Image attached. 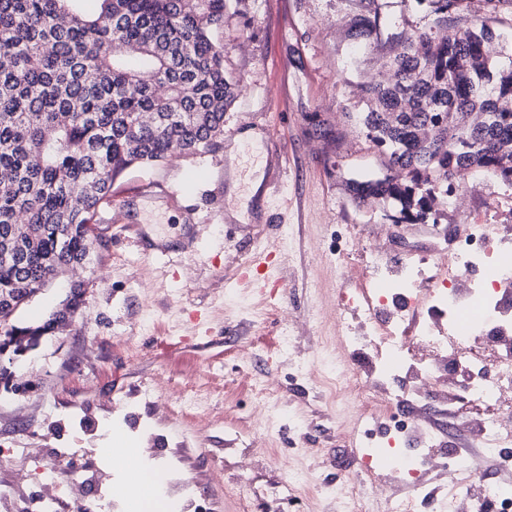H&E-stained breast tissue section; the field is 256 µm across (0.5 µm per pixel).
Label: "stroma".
I'll return each mask as SVG.
<instances>
[{"mask_svg": "<svg viewBox=\"0 0 512 512\" xmlns=\"http://www.w3.org/2000/svg\"><path fill=\"white\" fill-rule=\"evenodd\" d=\"M466 5L462 24L487 23L502 35L495 50L512 52V0L493 12L484 0ZM348 11L345 0H241L226 17L225 67L244 82L224 116L223 140L115 180L79 310L20 357L11 380L0 379V445L95 448L96 421L113 400L148 385L171 401L205 381L212 391L196 413L165 425L203 507L242 512L232 493V440L262 438L240 418L259 405L249 377H268L280 437L259 458L254 482L306 475L319 492L318 512H339L326 489L357 469L343 437L352 404L329 399L323 383L302 384L299 371L332 368L331 304L350 286L356 243L389 212L380 202L357 205L347 189L349 180L384 170L383 156L347 118L360 108L357 83L379 69L348 41ZM456 188L464 206L437 215L452 230L492 220L494 204H512V185L496 179ZM431 242L427 225L398 224L384 246L400 260ZM265 244L278 247L270 262L286 296L264 299L241 278ZM292 312L303 323L281 355L279 334ZM244 349L252 362L243 368ZM32 380L38 390L23 392Z\"/></svg>", "mask_w": 512, "mask_h": 512, "instance_id": "35a3bbf8", "label": "stroma"}]
</instances>
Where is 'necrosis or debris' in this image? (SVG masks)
I'll return each instance as SVG.
<instances>
[{"label": "necrosis or debris", "mask_w": 512, "mask_h": 512, "mask_svg": "<svg viewBox=\"0 0 512 512\" xmlns=\"http://www.w3.org/2000/svg\"><path fill=\"white\" fill-rule=\"evenodd\" d=\"M355 284L339 293L336 394L353 400L358 417L381 429L359 459L356 480L332 494L341 512H457L460 501L512 512V484L482 476V460L512 447V244L485 224L467 225L462 239L437 233L432 249L396 261L368 245L348 269ZM458 392L450 401L449 392ZM479 454H458L445 467L433 455L459 437ZM272 439L251 442L236 462V495L252 512L262 493L249 479L256 456ZM73 448L24 449L41 494L31 512H129L112 486L110 459L94 453L84 474L64 477ZM444 479L443 496L429 475ZM100 494L91 500L87 488Z\"/></svg>", "instance_id": "4bbe7bcc"}]
</instances>
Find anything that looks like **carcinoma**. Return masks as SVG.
Instances as JSON below:
<instances>
[{
  "label": "carcinoma",
  "instance_id": "carcinoma-1",
  "mask_svg": "<svg viewBox=\"0 0 512 512\" xmlns=\"http://www.w3.org/2000/svg\"><path fill=\"white\" fill-rule=\"evenodd\" d=\"M0 0V333L44 336L78 309L93 224L115 179L175 149L203 154L224 138L242 77L224 66V18L235 0ZM355 6L348 34L390 77L359 85L352 113L385 155L380 177L352 180L358 203L390 200L395 224L437 223L430 200L453 177L490 171L512 185V58L486 53L500 35L461 27L465 0H414L422 24L399 29L383 0ZM71 300L36 327L14 323L34 290Z\"/></svg>",
  "mask_w": 512,
  "mask_h": 512
}]
</instances>
